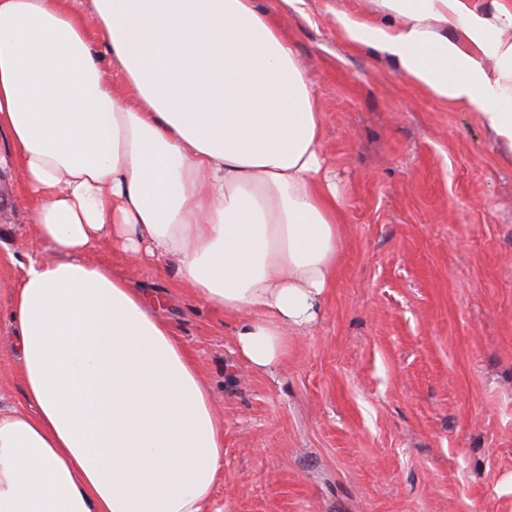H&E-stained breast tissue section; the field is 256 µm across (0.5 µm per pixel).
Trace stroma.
Wrapping results in <instances>:
<instances>
[{
	"label": "stroma",
	"instance_id": "stroma-1",
	"mask_svg": "<svg viewBox=\"0 0 512 512\" xmlns=\"http://www.w3.org/2000/svg\"><path fill=\"white\" fill-rule=\"evenodd\" d=\"M311 80L343 200L315 328L274 370L171 267L104 241L90 261L160 299L213 390L224 468L205 512H512V165L478 112L344 39L362 0H257ZM20 174L0 171V405L25 407L8 318L29 260Z\"/></svg>",
	"mask_w": 512,
	"mask_h": 512
}]
</instances>
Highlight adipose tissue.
I'll use <instances>...</instances> for the list:
<instances>
[{"instance_id": "1", "label": "adipose tissue", "mask_w": 512, "mask_h": 512, "mask_svg": "<svg viewBox=\"0 0 512 512\" xmlns=\"http://www.w3.org/2000/svg\"><path fill=\"white\" fill-rule=\"evenodd\" d=\"M343 36L413 87L477 109L512 163V0H368ZM312 83L256 0H0V168L58 254L10 323L25 407H0V512H204L224 419L158 302L100 241L176 264L277 366L321 317L342 197Z\"/></svg>"}]
</instances>
